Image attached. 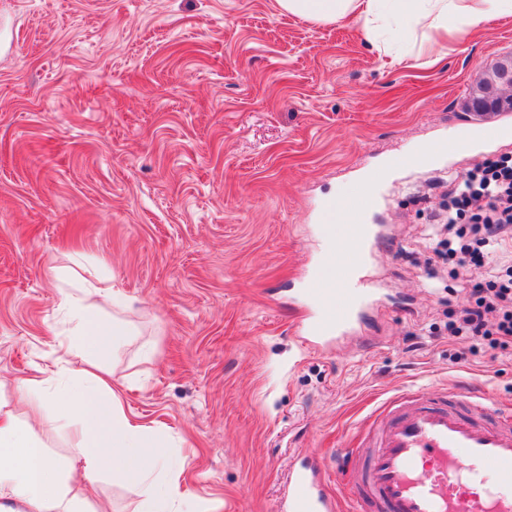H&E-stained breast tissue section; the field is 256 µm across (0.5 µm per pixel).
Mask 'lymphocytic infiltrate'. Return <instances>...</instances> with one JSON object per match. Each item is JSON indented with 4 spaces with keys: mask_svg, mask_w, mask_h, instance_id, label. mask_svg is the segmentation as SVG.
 I'll list each match as a JSON object with an SVG mask.
<instances>
[{
    "mask_svg": "<svg viewBox=\"0 0 512 512\" xmlns=\"http://www.w3.org/2000/svg\"><path fill=\"white\" fill-rule=\"evenodd\" d=\"M448 236L433 248L474 299L448 316L449 335L493 350L512 348V258L494 249L512 240V160H488L455 176L448 212L438 216Z\"/></svg>",
    "mask_w": 512,
    "mask_h": 512,
    "instance_id": "lymphocytic-infiltrate-1",
    "label": "lymphocytic infiltrate"
}]
</instances>
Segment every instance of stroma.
<instances>
[{"instance_id":"1","label":"stroma","mask_w":512,"mask_h":512,"mask_svg":"<svg viewBox=\"0 0 512 512\" xmlns=\"http://www.w3.org/2000/svg\"><path fill=\"white\" fill-rule=\"evenodd\" d=\"M385 53L358 25L277 0H0V400L62 364L70 280L109 277L136 336L106 350L127 416L175 451L197 512H281L291 465L324 459L349 512L346 452L400 391H472L512 408V349L448 335L469 296L428 273L441 173L406 165L479 122L464 102L512 54V15L439 47ZM383 182L372 289L355 332L297 333L345 245L328 198ZM65 461L76 430L18 405Z\"/></svg>"}]
</instances>
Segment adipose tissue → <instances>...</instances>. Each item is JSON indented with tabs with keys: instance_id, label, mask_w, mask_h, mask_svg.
<instances>
[{
	"instance_id": "obj_1",
	"label": "adipose tissue",
	"mask_w": 512,
	"mask_h": 512,
	"mask_svg": "<svg viewBox=\"0 0 512 512\" xmlns=\"http://www.w3.org/2000/svg\"><path fill=\"white\" fill-rule=\"evenodd\" d=\"M281 9L313 22L351 21L365 38L390 49L414 36L435 42L463 37L489 18L512 14V0H278ZM80 292L62 301L73 341L69 354L81 367H64L21 383L20 392L39 390L56 404L60 423L75 420L82 429L71 453L78 473L62 474L35 442L26 423L0 402V512H85L82 488L102 473L114 483L131 484L140 494V512H171L186 504L180 473L171 467L164 445L130 419L96 354L130 335L120 319L103 322L83 295L90 289L104 302L125 307L107 280L81 279Z\"/></svg>"
}]
</instances>
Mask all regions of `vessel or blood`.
I'll return each instance as SVG.
<instances>
[{
    "instance_id": "vessel-or-blood-1",
    "label": "vessel or blood",
    "mask_w": 512,
    "mask_h": 512,
    "mask_svg": "<svg viewBox=\"0 0 512 512\" xmlns=\"http://www.w3.org/2000/svg\"><path fill=\"white\" fill-rule=\"evenodd\" d=\"M373 233L367 224L344 226L351 249L328 281L313 282L308 290L322 300L298 330L309 344L328 342L354 327L369 295L359 281ZM340 294L346 305L336 312L331 305ZM488 407L485 398L459 408L415 393L387 402L352 452L366 462L356 512H512V413L493 414ZM475 464L494 471L497 484L474 474ZM283 512H340L320 464L303 460L291 467Z\"/></svg>"
}]
</instances>
